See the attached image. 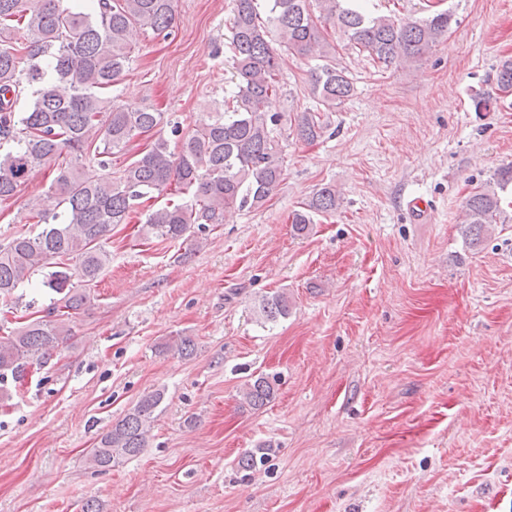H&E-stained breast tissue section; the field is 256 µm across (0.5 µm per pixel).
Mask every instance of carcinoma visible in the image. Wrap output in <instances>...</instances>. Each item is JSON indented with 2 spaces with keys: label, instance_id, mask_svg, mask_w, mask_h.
<instances>
[{
  "label": "carcinoma",
  "instance_id": "obj_1",
  "mask_svg": "<svg viewBox=\"0 0 512 512\" xmlns=\"http://www.w3.org/2000/svg\"><path fill=\"white\" fill-rule=\"evenodd\" d=\"M230 52L234 88L202 113L182 134L178 152L159 138L112 176V155L151 133L163 113L118 105L106 96L131 60L132 32L151 31L165 38L176 21V0H0V201L11 199L38 167L52 171L50 196L55 212L36 202L42 230L17 233L0 246V298L42 276L40 287L61 295L48 318L34 320L0 338V381L26 375L35 361L50 355L73 336L72 323L91 301L88 288L104 272L111 254L105 248L112 226L125 224L141 201L169 187L187 196L150 212L146 224L157 236L180 240L192 226L204 231L228 214L265 205L283 175L279 135L288 113L272 110L280 92V56L269 34L290 54L315 57L310 92L325 111L307 109L297 116V136L315 141L329 127L325 113L351 96L352 84L336 67V45L325 31L334 27L358 51L385 68L416 61L431 51L454 21L450 10L398 22L367 12L360 0H233ZM26 33L14 45L6 34ZM497 89L512 95V59L497 73ZM32 100L24 112L16 103L25 91ZM101 174L88 178V165ZM512 186V165L498 169L473 189L463 204L466 235L477 242L488 224H506L498 191ZM336 186L318 188L289 214L294 234L302 235L314 215L340 206ZM262 320L288 317L284 292L264 295ZM167 348L180 355L195 351L194 341L179 336ZM276 390L267 376L244 384L242 397L254 409L269 404ZM164 393L143 395L135 407L103 433L87 461L107 470L140 454L147 443ZM269 459L265 449L244 454L240 467L254 469Z\"/></svg>",
  "mask_w": 512,
  "mask_h": 512
}]
</instances>
